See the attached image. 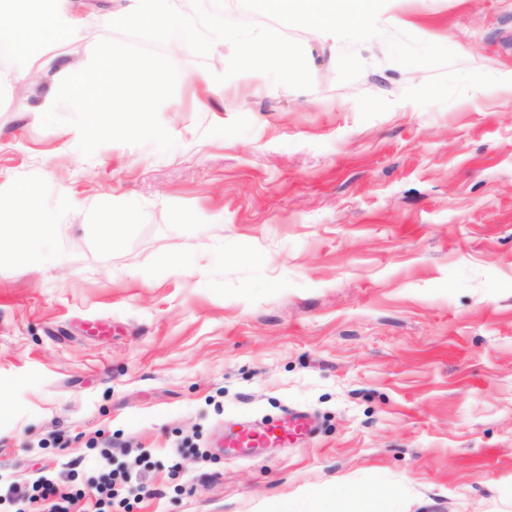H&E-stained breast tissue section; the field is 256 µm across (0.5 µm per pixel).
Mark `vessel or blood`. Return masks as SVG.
Instances as JSON below:
<instances>
[{
    "mask_svg": "<svg viewBox=\"0 0 512 512\" xmlns=\"http://www.w3.org/2000/svg\"><path fill=\"white\" fill-rule=\"evenodd\" d=\"M310 431L308 414L297 412L258 426L246 425L228 432L224 437V450L233 454H246L270 444L290 443L297 437L308 435Z\"/></svg>",
    "mask_w": 512,
    "mask_h": 512,
    "instance_id": "1",
    "label": "vessel or blood"
}]
</instances>
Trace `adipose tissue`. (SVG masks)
I'll use <instances>...</instances> for the list:
<instances>
[{
  "mask_svg": "<svg viewBox=\"0 0 512 512\" xmlns=\"http://www.w3.org/2000/svg\"><path fill=\"white\" fill-rule=\"evenodd\" d=\"M390 0H264L266 13L285 19L297 18L307 27L319 30L325 38H369L377 24L388 20ZM85 20L74 8V0H42L39 8L17 11L8 0H0V44L13 52L23 51L35 39L61 36L66 40L80 38ZM94 69L107 73L120 90L119 107L127 112L129 133L141 134L145 128L137 120L149 109V93H160L166 76L154 69L145 59L132 53L99 56ZM80 79L77 69L60 60L48 83L39 106L40 111L54 112L61 106L72 111L87 109L89 98L74 91Z\"/></svg>",
  "mask_w": 512,
  "mask_h": 512,
  "instance_id": "ef3b65f1",
  "label": "adipose tissue"
}]
</instances>
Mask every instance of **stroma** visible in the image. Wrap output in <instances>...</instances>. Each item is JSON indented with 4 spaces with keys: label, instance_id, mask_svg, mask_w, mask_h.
I'll use <instances>...</instances> for the list:
<instances>
[{
    "label": "stroma",
    "instance_id": "1",
    "mask_svg": "<svg viewBox=\"0 0 512 512\" xmlns=\"http://www.w3.org/2000/svg\"><path fill=\"white\" fill-rule=\"evenodd\" d=\"M0 92V226L19 188L56 231L39 265H0V478L88 487L139 460L153 500L102 512H301L363 486L378 512H512V0H395L373 41L299 42L313 86L177 66L159 118L176 145L78 149L42 127L46 59ZM311 413L301 445L227 456L219 426ZM184 444L182 455L173 448ZM177 476H170V468Z\"/></svg>",
    "mask_w": 512,
    "mask_h": 512
}]
</instances>
